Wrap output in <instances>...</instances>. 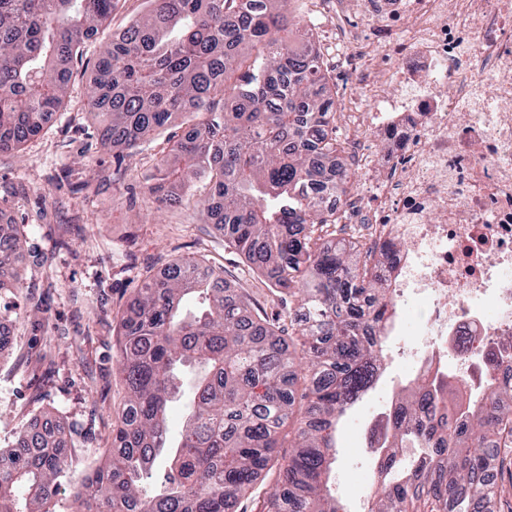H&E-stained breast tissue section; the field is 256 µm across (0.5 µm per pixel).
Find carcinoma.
<instances>
[{"instance_id":"1","label":"carcinoma","mask_w":512,"mask_h":512,"mask_svg":"<svg viewBox=\"0 0 512 512\" xmlns=\"http://www.w3.org/2000/svg\"><path fill=\"white\" fill-rule=\"evenodd\" d=\"M115 0H0V151L15 152L45 128L64 100L60 62L108 21ZM148 10L96 63L89 106L103 148L127 155L180 115L186 129L146 178L160 205L192 179L210 186L199 206L224 225V242L272 286L296 289L288 313L302 337L296 361L275 321L227 295L203 261L149 277L130 297L117 332L128 389L109 462L68 499L69 457L49 437L25 434L0 449V512H237L267 478L294 418L293 380L304 372L307 416L280 464L265 512H341L331 489L336 432L376 382L393 311L373 268L320 233L336 217L351 172L336 171V103L309 32L277 37L288 0H148ZM24 233L0 228V276ZM479 391L448 379H414L374 449L385 474L368 512H492L488 460L512 448V354L486 358ZM188 395L176 438L168 404ZM398 448H415L413 460ZM168 455L157 492L145 488Z\"/></svg>"}]
</instances>
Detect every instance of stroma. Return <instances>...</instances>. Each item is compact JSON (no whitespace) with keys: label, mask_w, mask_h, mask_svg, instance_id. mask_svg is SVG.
<instances>
[{"label":"stroma","mask_w":512,"mask_h":512,"mask_svg":"<svg viewBox=\"0 0 512 512\" xmlns=\"http://www.w3.org/2000/svg\"><path fill=\"white\" fill-rule=\"evenodd\" d=\"M146 0H117L112 16L66 63L64 104L42 133L16 153L0 152V214L25 225L27 242L17 261L39 313L12 324L10 349L0 358V446L16 431L39 424L51 412L60 424L72 469L100 466L128 397L120 371L116 334L129 298L142 281L187 257L205 259L222 272L233 293H245L257 308L281 313L279 326L290 350L299 335L286 313L289 297L271 287L234 250L224 229L197 206L207 192L194 182L189 200L166 207L152 203L145 177L182 119L156 132L134 156L121 145L100 146L98 118L88 109L93 68L112 40L141 13ZM309 29L336 94L337 108L359 97V87L333 52L336 24L319 0H289L284 39ZM407 381L396 360L339 427L332 476L345 512H365L360 479L370 462L351 449L365 439L367 423L397 396L391 379Z\"/></svg>","instance_id":"35a3bbf8"}]
</instances>
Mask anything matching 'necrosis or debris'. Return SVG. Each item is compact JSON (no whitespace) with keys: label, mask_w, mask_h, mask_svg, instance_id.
Returning a JSON list of instances; mask_svg holds the SVG:
<instances>
[{"label":"necrosis or debris","mask_w":512,"mask_h":512,"mask_svg":"<svg viewBox=\"0 0 512 512\" xmlns=\"http://www.w3.org/2000/svg\"><path fill=\"white\" fill-rule=\"evenodd\" d=\"M356 16L336 36L352 81L347 164L361 190L330 200L339 232L374 249L395 316L388 334L412 375L474 370L457 343L512 337V0H325ZM426 305L417 341L406 306Z\"/></svg>","instance_id":"obj_1"}]
</instances>
